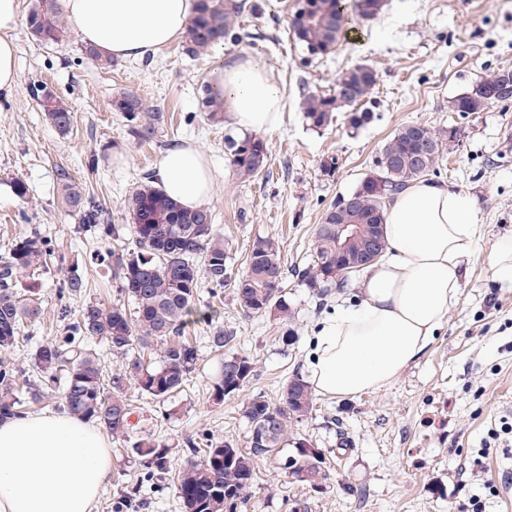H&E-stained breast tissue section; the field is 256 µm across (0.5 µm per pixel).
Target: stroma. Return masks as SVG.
Here are the masks:
<instances>
[{
	"instance_id": "35a3bbf8",
	"label": "stroma",
	"mask_w": 512,
	"mask_h": 512,
	"mask_svg": "<svg viewBox=\"0 0 512 512\" xmlns=\"http://www.w3.org/2000/svg\"><path fill=\"white\" fill-rule=\"evenodd\" d=\"M256 2L257 13L244 20L249 36L243 42L191 55L178 39L145 57L113 61L106 70L86 59L77 30L57 44L39 43L23 24L13 31L21 83L0 107V257L34 231L54 250L47 267L23 273L16 284L42 307L12 356L20 377L42 382L31 356L62 329L58 291L70 272L88 282L85 294L71 299V312L90 301L133 310L132 300L113 287L111 268L93 263L92 255L131 247L124 200L140 177L155 173L169 147L190 144L211 157L219 177L209 208L233 242L235 267H243L256 237L280 243L294 336L283 343L266 319L245 317L231 295H223L219 322L235 335L233 351L252 358L250 382L213 403L224 355L198 328L199 360L185 387L161 402L131 391L134 427L128 441L109 443L112 481L95 512H184L174 486L142 481L132 442L162 441L177 469L191 456L190 441L244 444V403L257 396L277 401L288 380L304 374L311 331L341 300L337 293L317 298L293 273L308 263L323 214L357 185L401 126H453L459 135L436 179L474 200L481 235L447 323L386 389L345 400L317 398L280 455L257 462L242 512H456L475 498L482 512H512V441L487 442L490 431L512 424V288L495 279L488 263L493 243L512 234V101L468 116L449 109L481 78L512 69V0H386L375 19L350 17L335 52L316 58L286 34L295 0ZM247 53L266 63L288 96L282 127L264 136L271 174L252 182L237 179L224 148L229 129L203 105L216 60ZM358 63L378 73L370 122L355 130L340 116L321 130L308 126L304 99L330 92L337 76ZM34 86L68 105L69 132L49 123L30 94ZM124 91L164 112L167 125L156 141L140 143L128 135L112 106L113 96ZM93 156L94 171L88 168ZM331 156L337 168L327 176L320 164ZM61 168L99 200L110 223L121 228L120 237L99 235L63 203ZM17 178L28 186L26 198L12 191ZM343 439L348 448H340ZM299 442L324 455L327 477L318 488L293 482L281 465Z\"/></svg>"
}]
</instances>
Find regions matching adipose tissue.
Segmentation results:
<instances>
[{
	"label": "adipose tissue",
	"instance_id": "obj_1",
	"mask_svg": "<svg viewBox=\"0 0 512 512\" xmlns=\"http://www.w3.org/2000/svg\"><path fill=\"white\" fill-rule=\"evenodd\" d=\"M83 41L113 59L141 57L181 36L196 0H62ZM20 0H0V102L20 87L10 37ZM209 85L224 101V120L240 132L280 129L285 92L257 57L217 62ZM218 172L197 148L176 145L161 157L157 186L189 209L204 208ZM385 255L311 340L308 380L320 396L355 397L390 386L448 321L464 262L480 226L463 192L416 180L385 207ZM112 479L106 436L87 421L37 414L0 423V512H93Z\"/></svg>",
	"mask_w": 512,
	"mask_h": 512
}]
</instances>
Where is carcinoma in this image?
I'll return each instance as SVG.
<instances>
[{
	"label": "carcinoma",
	"instance_id": "carcinoma-1",
	"mask_svg": "<svg viewBox=\"0 0 512 512\" xmlns=\"http://www.w3.org/2000/svg\"><path fill=\"white\" fill-rule=\"evenodd\" d=\"M385 0H296L289 22L294 40L312 56H327L335 51L343 35L347 8L362 19H374ZM255 11L248 0H197L188 28L187 51H204L223 41L239 43L250 37L240 21ZM30 33L40 42L58 43L68 34L58 0H34L27 15ZM501 71H495L478 83L479 94L468 91L453 100V111L464 115L483 111L490 103ZM347 91L335 88L330 93L307 97L302 103L303 118L314 129H322L335 120L338 112L346 113L348 125L359 129L371 116L367 100L378 81L376 70L356 64L340 75ZM47 120L60 132L71 129L73 115L66 103L50 93L31 90ZM112 106L128 122V133L138 142L158 138L166 124L164 113L146 107L134 94L122 92ZM420 125L402 126L380 149L374 168L357 186L339 197L326 210L317 225L311 259L294 270L296 277L328 297L348 286L360 270L347 269L344 258L337 255L340 240L337 230L343 224L376 225L377 251L387 248L383 235L386 201L409 182L434 175L448 145L450 132L427 129L432 140L425 162L414 165L416 134ZM225 150L235 175L246 181L260 176L269 161L265 140L257 134L227 137ZM59 185L65 202L80 214L84 224L100 229L103 235L117 236L118 229L107 224L102 205L87 197L83 189L65 174ZM357 198V206L349 204ZM125 207L131 219L129 232L134 247L112 256V272L120 288L133 301L129 314L118 305L89 302L78 317L69 320L67 304L60 305L58 315L65 322L60 336L40 343L33 354V365L49 383L62 384L57 409L61 413L96 421L115 440L126 438L133 428V409L129 392L135 388L155 400L164 401L177 392L194 373L198 361L195 347L183 336L191 325L206 327L211 347L222 351L233 340V333L219 325V313L212 305H200L201 289L216 298L231 290L239 311L246 317L269 319L272 333L288 343L293 336L289 324L295 311L284 293L285 269L279 243L272 238L255 239L247 254L245 267L233 271L229 265L232 242L225 239L213 224L208 208L187 209L173 201L154 185L149 173L140 178L127 196ZM368 253L366 236L351 239L349 255L365 261ZM50 250L38 235L15 240L8 256L0 259V355L11 352L19 342L25 323L39 315L35 301L22 298L15 289L17 273L35 271L47 265ZM87 288L81 275L73 272L60 288V299L74 298ZM106 341L112 354L122 358L119 367L107 370L88 342ZM157 351L158 366L144 364L136 349ZM252 359L241 353L224 357L221 378L213 385L212 401L240 391L253 375ZM19 373L0 358V422L22 417L29 407L53 395L31 383L19 386ZM315 397L310 385L294 376L283 388L279 402L261 397L243 406L249 424L246 448L230 441H208L199 456L187 460L175 474L171 473L169 448L163 442L143 439L132 445L144 475L162 482L172 476L176 494L184 512H228L245 502L255 476L256 461L268 458L284 447L292 423L312 414ZM323 454L317 448L299 444L284 463L288 475L311 488L325 479Z\"/></svg>",
	"mask_w": 512,
	"mask_h": 512
}]
</instances>
